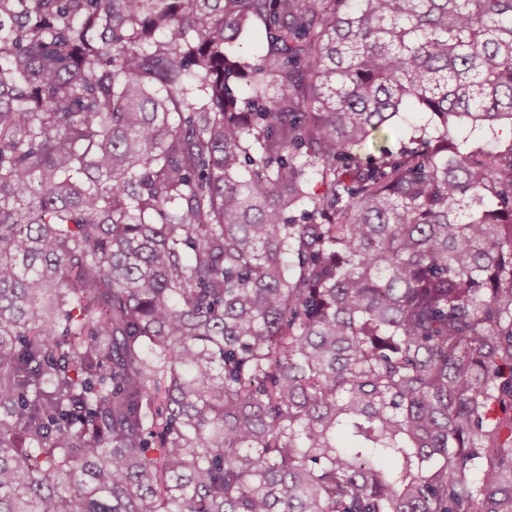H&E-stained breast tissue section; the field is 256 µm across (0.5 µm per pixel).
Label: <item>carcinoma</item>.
I'll return each instance as SVG.
<instances>
[{
    "label": "carcinoma",
    "instance_id": "carcinoma-1",
    "mask_svg": "<svg viewBox=\"0 0 512 512\" xmlns=\"http://www.w3.org/2000/svg\"><path fill=\"white\" fill-rule=\"evenodd\" d=\"M462 123L512 125V0H0V512H512V143ZM421 121L423 116L416 112L414 107L409 106L403 109L399 117H395L393 121V133L389 135L387 145L395 150L398 149L403 142L408 141L412 126ZM496 138L493 137L491 132L485 135H476L470 133V128L467 125L458 127L455 138L460 148L464 151L476 147H505L510 143L509 125L499 126L496 129Z\"/></svg>",
    "mask_w": 512,
    "mask_h": 512
}]
</instances>
